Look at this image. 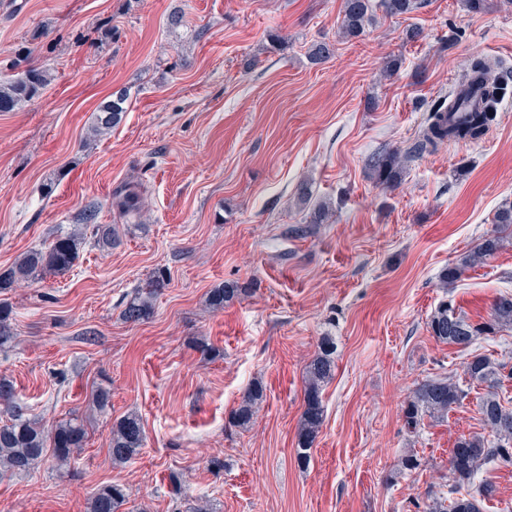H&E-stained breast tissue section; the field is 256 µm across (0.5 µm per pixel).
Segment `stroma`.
I'll list each match as a JSON object with an SVG mask.
<instances>
[{
  "label": "stroma",
  "mask_w": 512,
  "mask_h": 512,
  "mask_svg": "<svg viewBox=\"0 0 512 512\" xmlns=\"http://www.w3.org/2000/svg\"><path fill=\"white\" fill-rule=\"evenodd\" d=\"M342 7L0 0V80L33 63L50 76L38 97L0 112V270L74 230L91 203L118 231L112 249L87 240L70 272L5 295L17 344L0 350V375L46 424L82 416L88 439L70 470L0 478V512H86L106 483L128 488L123 512H188L199 498L214 512H423L442 491L455 441L482 430L485 389L415 434L401 409L426 379L464 380L466 353L427 327L437 305L481 324L512 294V237L454 287L439 281L512 205V0L479 13L418 0L407 14L376 11L357 38L340 32ZM176 10L185 23L172 28ZM414 27L420 38L407 40ZM320 42L334 53L310 64ZM477 55L507 74L487 134L409 158L395 187L379 186L371 156L412 147ZM119 89L121 123L91 136ZM130 182L149 205L136 221L112 204ZM321 202L333 223H310ZM160 269L169 282L153 315L125 321ZM233 281L252 293L210 308V291ZM325 336L336 371L303 469L305 367ZM255 382L265 399L252 425H230ZM100 387L111 392L102 414L89 409ZM130 413L145 446L116 467L108 435ZM411 449L422 469L389 480Z\"/></svg>",
  "instance_id": "stroma-1"
}]
</instances>
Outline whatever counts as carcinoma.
<instances>
[{"label": "carcinoma", "instance_id": "carcinoma-1", "mask_svg": "<svg viewBox=\"0 0 512 512\" xmlns=\"http://www.w3.org/2000/svg\"><path fill=\"white\" fill-rule=\"evenodd\" d=\"M385 13L402 15L416 8L417 0H381ZM372 0H344L340 29L344 36H358L372 21ZM467 89L455 92L448 102L437 105L429 114L428 122L416 142L415 151L435 149L446 141H477L482 139L496 120L502 96L503 77L497 74V64L483 56L470 59L465 72ZM47 84L43 70L30 67L17 77L0 81V112H10L17 106L38 97ZM126 92L118 90L112 99L103 103L97 113L92 133L101 134L118 124L126 108ZM402 156L396 150L374 157L371 170L380 185L394 186L400 175ZM115 206L128 218L139 219L144 204L137 187L125 185L115 196ZM93 210L85 212L80 228L57 236L47 247L30 250L5 271H0V293L21 281H31L39 275H61L70 270L79 256L80 246L91 236L97 243L110 247L117 239L116 229L107 224L94 223ZM495 224L499 230L485 237L461 262L444 268L439 278L443 285L455 284L466 269L483 263L501 249L504 237L501 231L512 227V206L498 210ZM166 285L162 273L154 275L147 288L139 291L126 303L123 316L130 322L145 321L154 311V301ZM250 284H235L213 291L208 301L213 307H222L230 300L251 294ZM12 307L0 301V349L14 343L8 320ZM432 336L445 344L468 349L475 342L496 331L512 326V295L497 297L492 306L491 320L472 324L455 313L448 302H441L428 322ZM335 346L328 336L322 338L319 351L306 367L304 408L300 417L296 461L302 468L310 461V450L323 423L322 391L334 375ZM503 365L483 353L473 352L464 365V375L471 383L484 385L487 392L480 397L477 412L487 430L485 435L462 436L451 450L448 490L429 498L424 512H482L483 502L494 497L495 486L478 478L488 464L512 465V407L504 405L498 392L503 381ZM465 398L458 384L445 378L427 379L413 390L402 407L405 427L410 432L421 428L424 418L443 419ZM264 400L263 387L255 383L235 408L229 423L246 428L253 423ZM8 415L0 425V477L28 475L50 460L58 469L71 466L74 454L84 447L88 432L83 421L70 417L58 421L51 428L35 415L28 413L15 399L13 381L0 377V414ZM146 440L139 417L128 414L121 417L108 439L112 463L121 465L140 453ZM422 466L417 452L399 457L389 478L395 480L416 473ZM126 488L117 483L101 486L87 503V512H120L127 503Z\"/></svg>", "mask_w": 512, "mask_h": 512}]
</instances>
